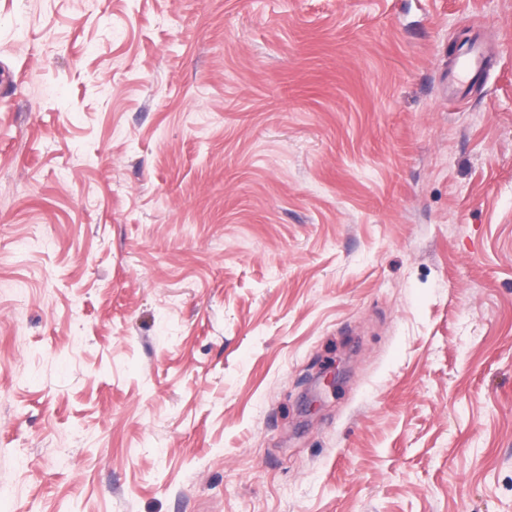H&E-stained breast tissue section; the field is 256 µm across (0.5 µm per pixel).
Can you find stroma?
Wrapping results in <instances>:
<instances>
[{
  "label": "stroma",
  "instance_id": "1",
  "mask_svg": "<svg viewBox=\"0 0 512 512\" xmlns=\"http://www.w3.org/2000/svg\"><path fill=\"white\" fill-rule=\"evenodd\" d=\"M0 75V512H512V0H0ZM488 64L482 44L473 42L456 63L457 79L461 84L469 81L472 74L485 70Z\"/></svg>",
  "mask_w": 512,
  "mask_h": 512
}]
</instances>
